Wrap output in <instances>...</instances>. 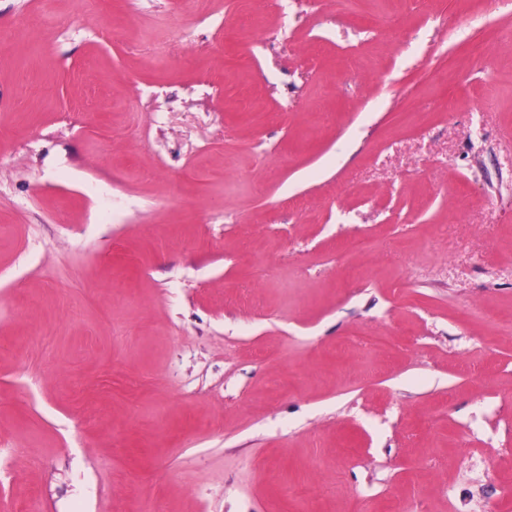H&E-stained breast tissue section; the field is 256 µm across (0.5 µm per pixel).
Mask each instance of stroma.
I'll list each match as a JSON object with an SVG mask.
<instances>
[{"instance_id":"obj_1","label":"stroma","mask_w":512,"mask_h":512,"mask_svg":"<svg viewBox=\"0 0 512 512\" xmlns=\"http://www.w3.org/2000/svg\"><path fill=\"white\" fill-rule=\"evenodd\" d=\"M507 39L512 0H0V512H512Z\"/></svg>"}]
</instances>
